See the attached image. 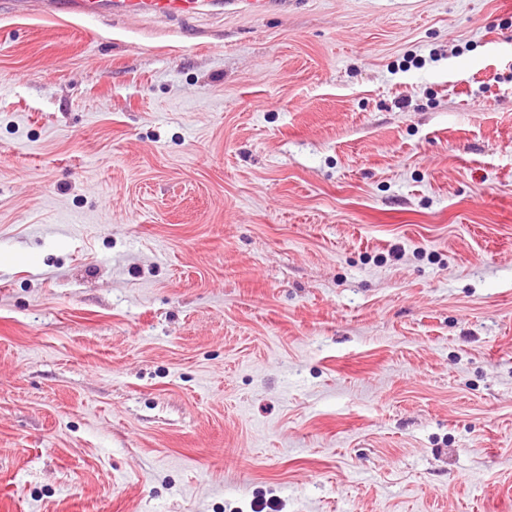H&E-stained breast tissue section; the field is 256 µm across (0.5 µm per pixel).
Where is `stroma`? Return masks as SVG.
Wrapping results in <instances>:
<instances>
[{"label": "stroma", "mask_w": 512, "mask_h": 512, "mask_svg": "<svg viewBox=\"0 0 512 512\" xmlns=\"http://www.w3.org/2000/svg\"><path fill=\"white\" fill-rule=\"evenodd\" d=\"M512 512V0L0 17V512Z\"/></svg>", "instance_id": "35a3bbf8"}]
</instances>
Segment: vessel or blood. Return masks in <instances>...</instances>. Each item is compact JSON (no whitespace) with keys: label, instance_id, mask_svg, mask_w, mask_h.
I'll return each mask as SVG.
<instances>
[{"label":"vessel or blood","instance_id":"vessel-or-blood-1","mask_svg":"<svg viewBox=\"0 0 512 512\" xmlns=\"http://www.w3.org/2000/svg\"><path fill=\"white\" fill-rule=\"evenodd\" d=\"M205 0H0V15L15 18L109 15L187 17L198 14Z\"/></svg>","mask_w":512,"mask_h":512}]
</instances>
